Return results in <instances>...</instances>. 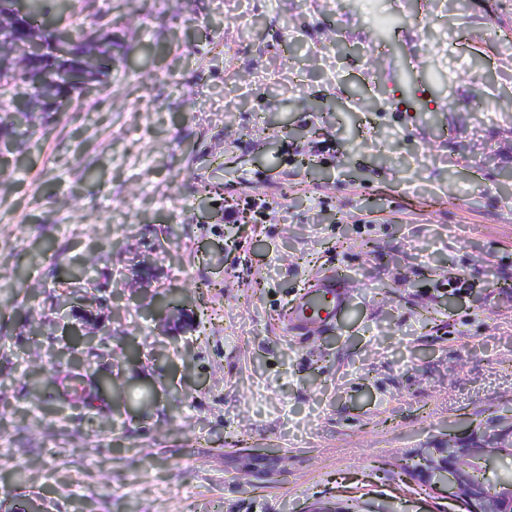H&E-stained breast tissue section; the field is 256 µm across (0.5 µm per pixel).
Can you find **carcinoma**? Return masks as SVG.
<instances>
[{"mask_svg":"<svg viewBox=\"0 0 512 512\" xmlns=\"http://www.w3.org/2000/svg\"><path fill=\"white\" fill-rule=\"evenodd\" d=\"M71 8V0H28V16L19 17L12 0H0V89L23 79L31 89L23 102L11 98L0 105V144L6 147L29 112H52L54 102L86 95L112 67L110 35L90 40L82 26H50V17Z\"/></svg>","mask_w":512,"mask_h":512,"instance_id":"obj_1","label":"carcinoma"}]
</instances>
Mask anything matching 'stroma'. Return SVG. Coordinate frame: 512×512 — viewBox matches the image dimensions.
<instances>
[{
  "mask_svg": "<svg viewBox=\"0 0 512 512\" xmlns=\"http://www.w3.org/2000/svg\"><path fill=\"white\" fill-rule=\"evenodd\" d=\"M371 9L392 25L349 0H73L116 60L0 162V499L461 512L399 463L512 425V0ZM254 198L263 223H225ZM128 248L158 276L116 305ZM339 268L347 313L287 335ZM86 321L110 329L92 352ZM66 349L110 380L91 405L54 382Z\"/></svg>",
  "mask_w": 512,
  "mask_h": 512,
  "instance_id": "1",
  "label": "stroma"
}]
</instances>
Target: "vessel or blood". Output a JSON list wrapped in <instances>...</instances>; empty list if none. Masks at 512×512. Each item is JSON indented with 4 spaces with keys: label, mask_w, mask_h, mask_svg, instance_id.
Returning a JSON list of instances; mask_svg holds the SVG:
<instances>
[{
    "label": "vessel or blood",
    "mask_w": 512,
    "mask_h": 512,
    "mask_svg": "<svg viewBox=\"0 0 512 512\" xmlns=\"http://www.w3.org/2000/svg\"><path fill=\"white\" fill-rule=\"evenodd\" d=\"M345 271L320 278L289 308L287 331L309 336L335 327L337 316L348 306Z\"/></svg>",
    "instance_id": "obj_1"
}]
</instances>
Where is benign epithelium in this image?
Wrapping results in <instances>:
<instances>
[{"mask_svg":"<svg viewBox=\"0 0 512 512\" xmlns=\"http://www.w3.org/2000/svg\"><path fill=\"white\" fill-rule=\"evenodd\" d=\"M509 429L495 425L482 428L477 437L465 444L448 443L446 448H423L417 452L422 466L412 479L434 493L464 506L468 512H512V481L488 475V463L493 457L512 454V447L503 445ZM482 473L484 495L475 493L473 475Z\"/></svg>","mask_w":512,"mask_h":512,"instance_id":"7a95c632","label":"benign epithelium"}]
</instances>
